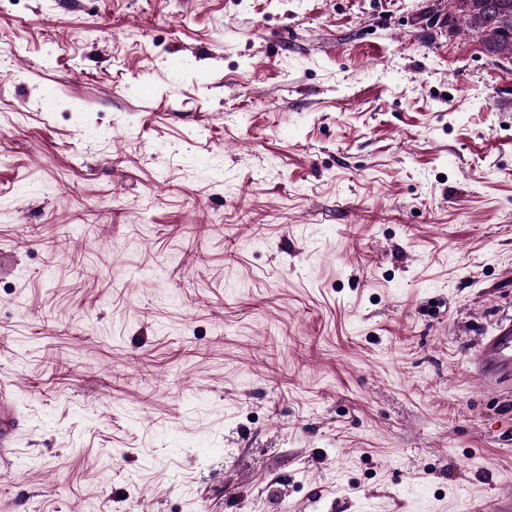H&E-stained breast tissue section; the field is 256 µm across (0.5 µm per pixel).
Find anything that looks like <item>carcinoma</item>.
<instances>
[{"label": "carcinoma", "mask_w": 512, "mask_h": 512, "mask_svg": "<svg viewBox=\"0 0 512 512\" xmlns=\"http://www.w3.org/2000/svg\"><path fill=\"white\" fill-rule=\"evenodd\" d=\"M473 6L455 12L468 30L479 34L492 55L512 56V0H471Z\"/></svg>", "instance_id": "1"}]
</instances>
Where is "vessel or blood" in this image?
<instances>
[{
    "label": "vessel or blood",
    "mask_w": 512,
    "mask_h": 512,
    "mask_svg": "<svg viewBox=\"0 0 512 512\" xmlns=\"http://www.w3.org/2000/svg\"><path fill=\"white\" fill-rule=\"evenodd\" d=\"M469 372L482 387L494 388L512 378V320L497 323L481 336L469 360ZM17 422L11 410L10 391L0 382V460L4 459Z\"/></svg>",
    "instance_id": "obj_1"
}]
</instances>
